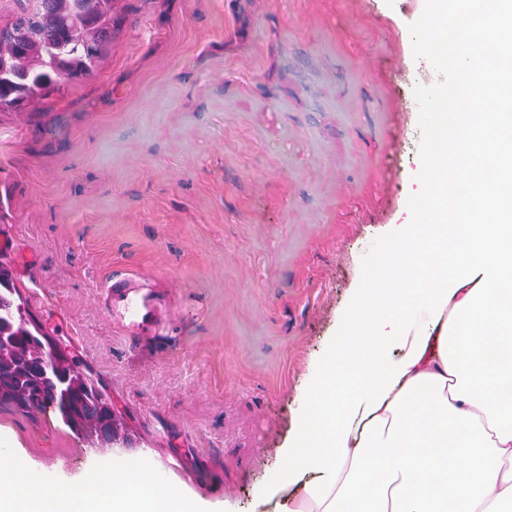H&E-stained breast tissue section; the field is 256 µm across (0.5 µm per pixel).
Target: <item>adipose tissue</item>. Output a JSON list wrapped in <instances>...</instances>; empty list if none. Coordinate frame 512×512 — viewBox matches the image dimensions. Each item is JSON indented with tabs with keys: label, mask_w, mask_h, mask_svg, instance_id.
Instances as JSON below:
<instances>
[{
	"label": "adipose tissue",
	"mask_w": 512,
	"mask_h": 512,
	"mask_svg": "<svg viewBox=\"0 0 512 512\" xmlns=\"http://www.w3.org/2000/svg\"><path fill=\"white\" fill-rule=\"evenodd\" d=\"M438 0L437 48L471 47L472 81L432 125L431 224L396 232L361 272L318 385L300 399L264 512H512V0ZM0 512H234L159 490L131 465L45 493L0 459Z\"/></svg>",
	"instance_id": "1"
}]
</instances>
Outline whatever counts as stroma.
Returning a JSON list of instances; mask_svg holds the SVG:
<instances>
[{
	"label": "stroma",
	"instance_id": "stroma-1",
	"mask_svg": "<svg viewBox=\"0 0 512 512\" xmlns=\"http://www.w3.org/2000/svg\"><path fill=\"white\" fill-rule=\"evenodd\" d=\"M430 0H116L97 72L0 111V262L44 331L116 404L128 448L251 512L392 225L430 212L433 112L465 56L426 52ZM138 277L148 329L101 285ZM42 478L103 458L58 415L0 408Z\"/></svg>",
	"mask_w": 512,
	"mask_h": 512
}]
</instances>
